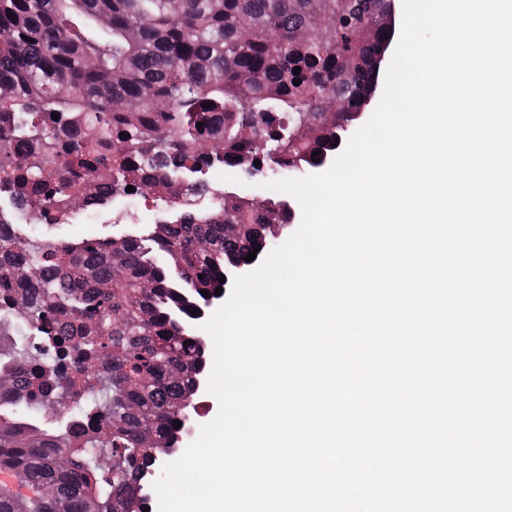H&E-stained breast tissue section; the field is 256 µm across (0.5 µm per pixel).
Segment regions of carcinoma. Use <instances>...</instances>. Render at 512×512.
Here are the masks:
<instances>
[{
	"instance_id": "carcinoma-1",
	"label": "carcinoma",
	"mask_w": 512,
	"mask_h": 512,
	"mask_svg": "<svg viewBox=\"0 0 512 512\" xmlns=\"http://www.w3.org/2000/svg\"><path fill=\"white\" fill-rule=\"evenodd\" d=\"M387 11L388 0H0V197L10 205L0 207V448L33 492L0 485V512H146L136 487L169 454L195 397L201 353L185 323L286 214L193 179L204 203L161 197L158 219L138 232L71 241L39 224L85 191L80 173L108 150L112 188L89 216L140 182L162 190L257 159L314 166L312 152L332 153L368 111ZM328 18L334 43L315 28ZM331 96L345 103L332 118ZM258 126L275 155L248 135ZM203 141L222 152L199 154ZM59 168L65 176L47 182ZM27 268L38 280L22 288ZM69 356L94 383L75 394L65 426L43 429L32 415L58 389L51 364ZM88 418L112 426L76 434Z\"/></svg>"
}]
</instances>
